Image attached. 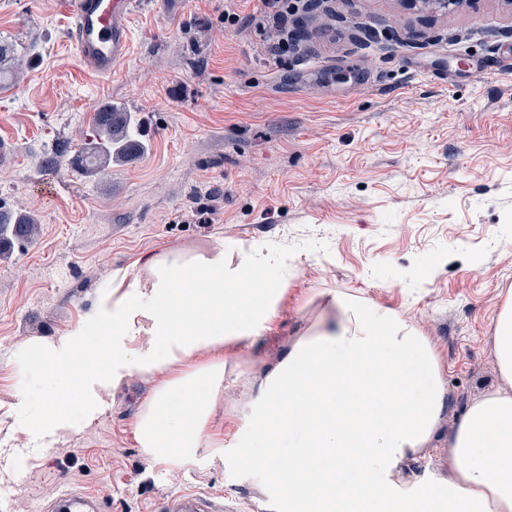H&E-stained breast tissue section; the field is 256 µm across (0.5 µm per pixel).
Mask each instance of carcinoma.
Returning <instances> with one entry per match:
<instances>
[{"mask_svg":"<svg viewBox=\"0 0 512 512\" xmlns=\"http://www.w3.org/2000/svg\"><path fill=\"white\" fill-rule=\"evenodd\" d=\"M145 144L138 134V122L130 112L112 104L96 109L94 134L74 147L72 164L86 177L126 163L142 153ZM39 234V219L30 212H17L0 205V256L16 243L34 239Z\"/></svg>","mask_w":512,"mask_h":512,"instance_id":"1","label":"carcinoma"}]
</instances>
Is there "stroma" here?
Returning a JSON list of instances; mask_svg holds the SVG:
<instances>
[{
	"label": "stroma",
	"mask_w": 512,
	"mask_h": 512,
	"mask_svg": "<svg viewBox=\"0 0 512 512\" xmlns=\"http://www.w3.org/2000/svg\"><path fill=\"white\" fill-rule=\"evenodd\" d=\"M179 5L134 0L130 52L101 80L69 45L57 0H0V40L25 62L18 81L0 82V140L14 149L0 203L40 220L33 242L0 259V512H42L67 489L106 512H154L184 491L271 512L231 463L252 379L333 292L404 312L437 351L448 406L433 452L406 469L447 479L449 433L499 384L490 336L512 289V71L477 67L512 63V7L467 0L434 16L402 0H331L329 18L298 10L310 36L273 62L247 21L259 0ZM365 24L395 37L356 41ZM103 101L136 115L145 153L91 179L67 162L41 172L55 142L91 134ZM215 242L297 258L271 331L225 368L223 456L175 465L139 448L152 384L137 377L101 390L90 420L73 388H58L72 427L36 428L55 377L28 342L81 331L96 347L92 313L143 257Z\"/></svg>",
	"instance_id": "obj_1"
}]
</instances>
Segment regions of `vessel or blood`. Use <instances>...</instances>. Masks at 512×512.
Instances as JSON below:
<instances>
[{"instance_id":"obj_1","label":"vessel or blood","mask_w":512,"mask_h":512,"mask_svg":"<svg viewBox=\"0 0 512 512\" xmlns=\"http://www.w3.org/2000/svg\"><path fill=\"white\" fill-rule=\"evenodd\" d=\"M71 18L67 36L89 71L111 76L130 48L129 18L133 0H61ZM44 512H102L99 500L67 490ZM158 512H228L223 499L192 492L164 497Z\"/></svg>"}]
</instances>
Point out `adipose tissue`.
<instances>
[{"label":"adipose tissue","mask_w":512,"mask_h":512,"mask_svg":"<svg viewBox=\"0 0 512 512\" xmlns=\"http://www.w3.org/2000/svg\"><path fill=\"white\" fill-rule=\"evenodd\" d=\"M291 261L261 248L237 260L220 245L147 257L112 309L94 315L103 340L77 384L82 413L95 408L97 386L136 375L154 383L136 415L140 448L173 463L221 450L211 417L226 362L269 332L286 292L272 271ZM491 332L500 383L449 434L447 482L424 486L404 471L427 451L445 408L433 346L401 311L342 293L254 377L253 436L238 466L282 512H512V290ZM83 347L75 331L31 350L65 376Z\"/></svg>","instance_id":"obj_1"}]
</instances>
